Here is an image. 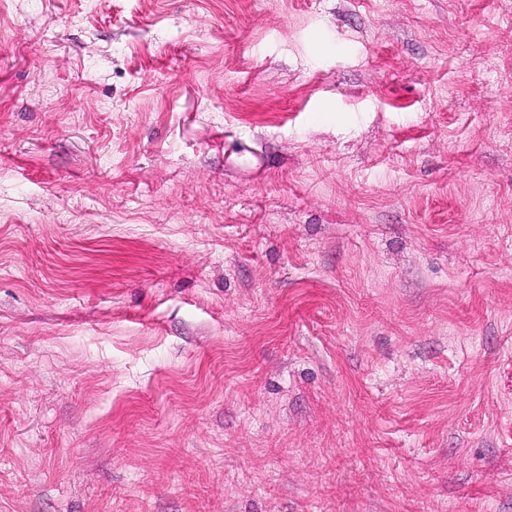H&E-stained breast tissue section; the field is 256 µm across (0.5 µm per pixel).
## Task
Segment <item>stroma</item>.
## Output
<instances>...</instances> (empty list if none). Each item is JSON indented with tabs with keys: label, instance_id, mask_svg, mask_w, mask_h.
<instances>
[{
	"label": "stroma",
	"instance_id": "obj_1",
	"mask_svg": "<svg viewBox=\"0 0 512 512\" xmlns=\"http://www.w3.org/2000/svg\"><path fill=\"white\" fill-rule=\"evenodd\" d=\"M0 512H512V0H0Z\"/></svg>",
	"mask_w": 512,
	"mask_h": 512
}]
</instances>
